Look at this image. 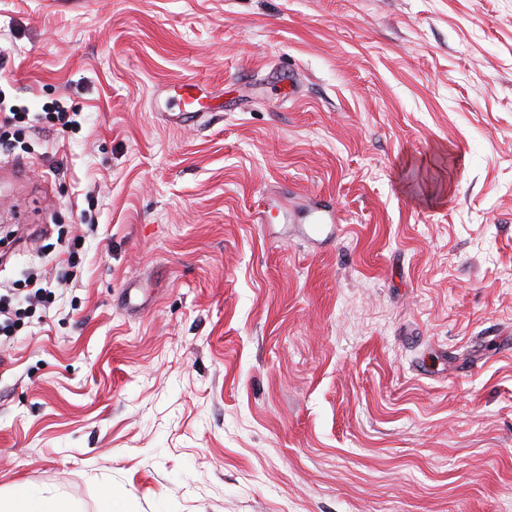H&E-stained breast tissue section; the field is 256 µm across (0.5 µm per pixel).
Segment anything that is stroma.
I'll return each mask as SVG.
<instances>
[{"mask_svg": "<svg viewBox=\"0 0 512 512\" xmlns=\"http://www.w3.org/2000/svg\"><path fill=\"white\" fill-rule=\"evenodd\" d=\"M0 102L1 491L512 512V0H0ZM202 90L194 83L187 82L179 86L178 91L172 96L171 109L178 110V117L183 119L196 118L197 112L206 109L202 100ZM22 308L12 304L9 294L0 295V335L11 338L14 335L15 326L19 320Z\"/></svg>", "mask_w": 512, "mask_h": 512, "instance_id": "1", "label": "stroma"}]
</instances>
